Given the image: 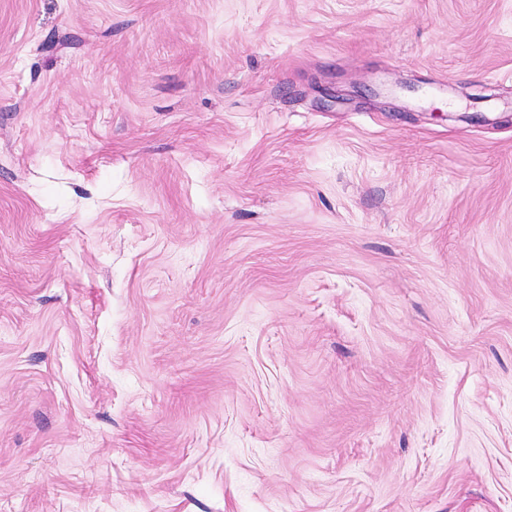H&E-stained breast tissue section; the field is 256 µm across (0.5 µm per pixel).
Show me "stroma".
<instances>
[{"instance_id": "1", "label": "stroma", "mask_w": 512, "mask_h": 512, "mask_svg": "<svg viewBox=\"0 0 512 512\" xmlns=\"http://www.w3.org/2000/svg\"><path fill=\"white\" fill-rule=\"evenodd\" d=\"M0 512H512V0H0Z\"/></svg>"}]
</instances>
